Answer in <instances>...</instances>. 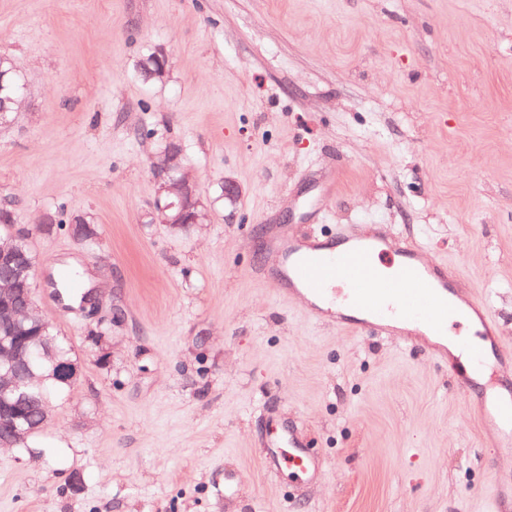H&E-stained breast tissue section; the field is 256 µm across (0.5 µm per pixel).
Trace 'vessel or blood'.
<instances>
[{"label":"vessel or blood","mask_w":512,"mask_h":512,"mask_svg":"<svg viewBox=\"0 0 512 512\" xmlns=\"http://www.w3.org/2000/svg\"><path fill=\"white\" fill-rule=\"evenodd\" d=\"M268 247L306 314L315 320L329 319L337 327L351 326L370 335L387 333L400 322L406 324L405 339L411 342L447 327L449 316L457 312L447 265L422 263L419 245L340 224L329 234L306 237L277 227ZM382 262L396 263L393 277L380 275ZM491 409L501 447L511 448L512 394L496 397ZM269 459L287 464L302 479L317 467L293 431L282 447L270 450Z\"/></svg>","instance_id":"1"}]
</instances>
